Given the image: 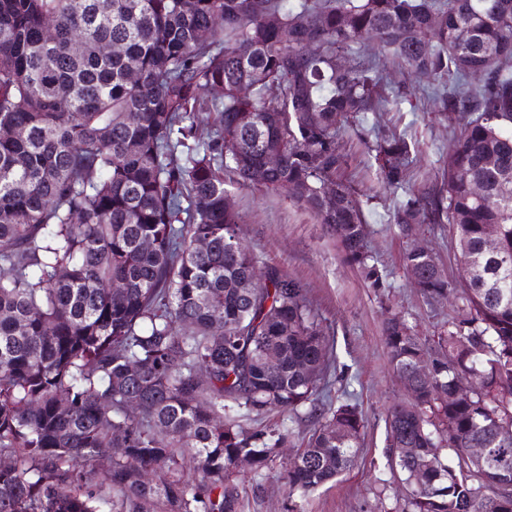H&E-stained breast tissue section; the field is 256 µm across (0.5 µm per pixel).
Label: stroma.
I'll return each mask as SVG.
<instances>
[{
    "label": "stroma",
    "instance_id": "35a3bbf8",
    "mask_svg": "<svg viewBox=\"0 0 512 512\" xmlns=\"http://www.w3.org/2000/svg\"><path fill=\"white\" fill-rule=\"evenodd\" d=\"M386 74L403 93L398 106L378 117L362 115L342 133L343 175L363 201L368 247L382 275L381 287H373L343 261L335 237L307 209L274 191L239 185L229 174L224 177L240 216L244 242L261 262L301 280L312 307L333 331L336 376L347 382L364 415L355 464L299 501L301 512H397L399 473L385 454V418L388 408L407 394L387 360L383 321L387 312L402 313L418 335L433 342L454 313L451 304L431 306L421 298L402 260L407 246L416 242L432 252L449 278H456L457 249L447 225L419 224L408 237L392 220L407 191L432 189L441 153L448 147L449 121L435 112L426 93L430 78L404 72L392 63ZM380 126L407 132L416 143L407 190L389 191L381 183L367 148ZM238 485L245 497V512H288V492L276 478L257 482L244 468Z\"/></svg>",
    "mask_w": 512,
    "mask_h": 512
}]
</instances>
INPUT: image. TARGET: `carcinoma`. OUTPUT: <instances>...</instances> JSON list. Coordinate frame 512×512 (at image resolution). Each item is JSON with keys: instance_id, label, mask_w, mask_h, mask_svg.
Segmentation results:
<instances>
[{"instance_id": "carcinoma-1", "label": "carcinoma", "mask_w": 512, "mask_h": 512, "mask_svg": "<svg viewBox=\"0 0 512 512\" xmlns=\"http://www.w3.org/2000/svg\"><path fill=\"white\" fill-rule=\"evenodd\" d=\"M388 56L466 119L393 222L448 225L468 273L404 252L428 303L458 305L442 354L384 323L411 385L387 457L402 512H512V0H0V512H244L240 462L269 477L291 435L260 424L274 410L313 422L278 472L289 496L354 465L364 418L331 398L334 339L303 283L268 264L254 282L224 174L309 208L380 286L341 131L398 103ZM370 150L405 188L408 134Z\"/></svg>"}]
</instances>
